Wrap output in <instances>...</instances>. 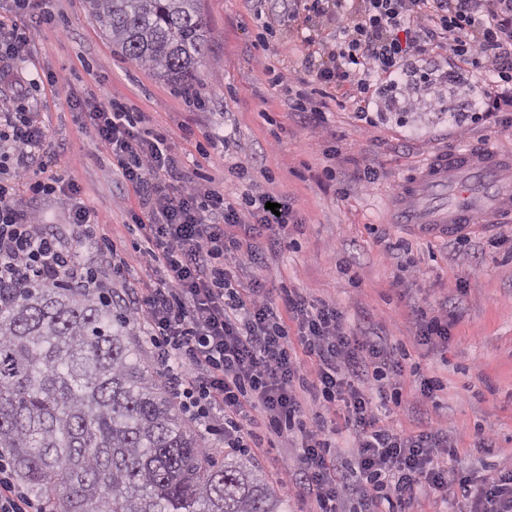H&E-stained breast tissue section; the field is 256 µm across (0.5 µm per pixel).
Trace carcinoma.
Segmentation results:
<instances>
[{
  "mask_svg": "<svg viewBox=\"0 0 512 512\" xmlns=\"http://www.w3.org/2000/svg\"><path fill=\"white\" fill-rule=\"evenodd\" d=\"M128 58L171 84L201 65L198 0H86ZM120 301L53 285L0 304V452L47 512H287L258 467L202 451Z\"/></svg>",
  "mask_w": 512,
  "mask_h": 512,
  "instance_id": "cac0c4a2",
  "label": "carcinoma"
}]
</instances>
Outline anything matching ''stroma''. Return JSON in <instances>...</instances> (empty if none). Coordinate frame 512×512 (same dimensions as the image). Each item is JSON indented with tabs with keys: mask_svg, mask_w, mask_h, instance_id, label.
<instances>
[{
	"mask_svg": "<svg viewBox=\"0 0 512 512\" xmlns=\"http://www.w3.org/2000/svg\"><path fill=\"white\" fill-rule=\"evenodd\" d=\"M212 33L210 50L193 77L176 87L115 51L90 17L85 0H52L55 25L31 30L18 57H0V101L23 102L46 130L64 161L66 178L81 188L100 222L95 238L112 242L124 276L93 259L89 240L76 232L58 195L30 204L43 223L57 228L67 245L89 257L93 270L114 292L147 287L148 271L134 250L140 236L127 210L138 198L121 179L107 150L66 99L117 98L144 113L148 128L168 135L177 173L223 191L235 200L250 188L287 201L297 221L269 253L266 265L243 262L241 286L272 276L275 284L301 288L342 312L348 330L383 336L403 360L400 406L380 409L397 429L444 428L457 437L448 468L478 482L512 469V221L462 239L429 241L389 220V205L403 179L434 152L492 143L512 153V126L501 121L457 123L448 107L466 98L447 91L420 92L406 122L395 114L369 117L329 104L322 122L305 121L288 107L279 72L296 66L288 53L298 38L283 17L287 0H199ZM58 78L49 84L47 75ZM244 166V177L231 167ZM373 167V183L361 180ZM446 310L447 345L416 346L414 308ZM440 378L439 410L419 418L413 406L420 384ZM493 425L491 450L477 448L478 426ZM288 512H308L298 485L282 482L295 467L292 448H249Z\"/></svg>",
	"mask_w": 512,
	"mask_h": 512,
	"instance_id": "1",
	"label": "stroma"
}]
</instances>
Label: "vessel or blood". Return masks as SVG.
Masks as SVG:
<instances>
[{
    "mask_svg": "<svg viewBox=\"0 0 512 512\" xmlns=\"http://www.w3.org/2000/svg\"><path fill=\"white\" fill-rule=\"evenodd\" d=\"M448 204L429 206L436 193ZM489 215L512 218V155L493 146L435 153L403 184L395 223L428 238H451L477 229Z\"/></svg>",
    "mask_w": 512,
    "mask_h": 512,
    "instance_id": "b4317fda",
    "label": "vessel or blood"
}]
</instances>
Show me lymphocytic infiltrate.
I'll return each mask as SVG.
<instances>
[{"label":"lymphocytic infiltrate","mask_w":512,"mask_h":512,"mask_svg":"<svg viewBox=\"0 0 512 512\" xmlns=\"http://www.w3.org/2000/svg\"><path fill=\"white\" fill-rule=\"evenodd\" d=\"M310 11L332 14L341 36L330 45L309 34L290 51L310 76L312 92L292 105L317 119L328 85L347 86L352 111L404 112L419 86L437 88L444 76L491 73L480 85L484 116L512 112V0H311ZM86 115L125 183L139 197L129 218L140 233L138 250L159 277L128 314L146 321L174 392L185 406L207 396L224 412V443L245 448L267 439L296 451L314 512H343L357 498L361 512H409L419 500L459 498L472 512H512V471L449 478L445 460L455 444L442 428L404 432L380 424L374 397L398 399L404 369L380 336L348 333L335 307L309 293H273L257 281L239 290L243 260L264 263L288 232L291 211L266 207L268 193L251 191L226 201L195 181L175 186L165 136L141 127L117 99L93 101ZM0 293L37 283L66 282L79 292L105 294L107 285L75 249L41 224L17 195L61 193L72 220L90 232L98 215L76 185L65 182L59 154L44 130L23 112L0 127ZM251 225L254 238L235 235ZM298 325V344L287 319ZM313 412H306L305 403ZM344 421L355 448L348 475L337 476L343 451L336 444ZM0 512H44L17 483L0 455Z\"/></svg>","instance_id":"1"}]
</instances>
